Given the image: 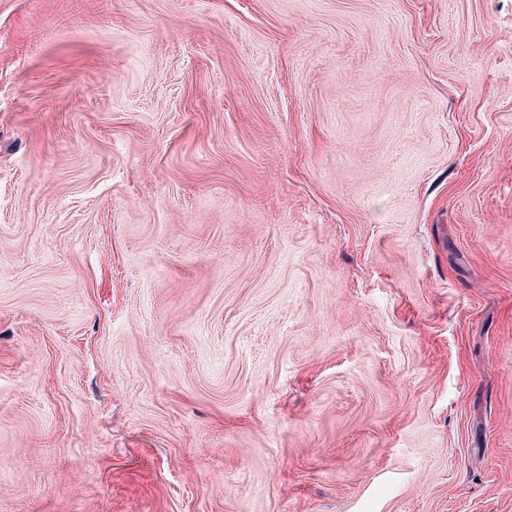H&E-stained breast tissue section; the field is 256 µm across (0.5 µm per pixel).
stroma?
Instances as JSON below:
<instances>
[{"label":"stroma","mask_w":512,"mask_h":512,"mask_svg":"<svg viewBox=\"0 0 512 512\" xmlns=\"http://www.w3.org/2000/svg\"><path fill=\"white\" fill-rule=\"evenodd\" d=\"M0 512H512V0H0Z\"/></svg>","instance_id":"obj_1"}]
</instances>
